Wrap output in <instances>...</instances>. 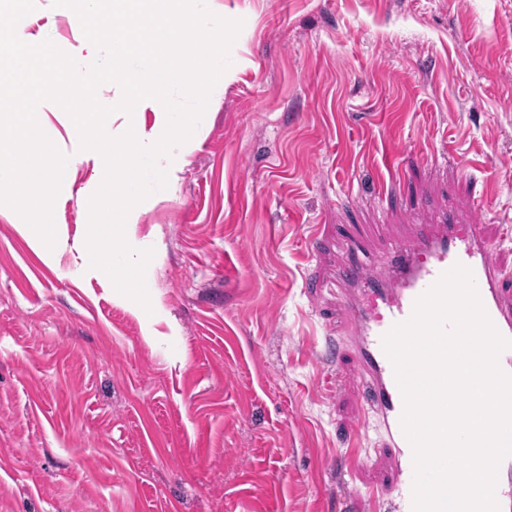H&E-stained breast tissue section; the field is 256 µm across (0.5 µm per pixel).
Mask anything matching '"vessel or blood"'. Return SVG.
Wrapping results in <instances>:
<instances>
[{
  "label": "vessel or blood",
  "instance_id": "vessel-or-blood-1",
  "mask_svg": "<svg viewBox=\"0 0 512 512\" xmlns=\"http://www.w3.org/2000/svg\"><path fill=\"white\" fill-rule=\"evenodd\" d=\"M343 248L354 256L336 271L353 329L356 364L350 382L367 392L366 404L377 415L383 436L382 452L395 469L389 484L369 487L365 495L372 512H413V448L401 426L404 399L383 339L411 317L417 300L454 266L471 270L488 318L507 339H512V293L502 286L506 273L484 225L454 224L444 213L435 223L421 225L415 240L388 243L377 255L350 241ZM496 499L500 512H512V456L500 464Z\"/></svg>",
  "mask_w": 512,
  "mask_h": 512
}]
</instances>
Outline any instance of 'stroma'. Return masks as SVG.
Wrapping results in <instances>:
<instances>
[{
	"label": "stroma",
	"instance_id": "obj_1",
	"mask_svg": "<svg viewBox=\"0 0 512 512\" xmlns=\"http://www.w3.org/2000/svg\"><path fill=\"white\" fill-rule=\"evenodd\" d=\"M209 9L242 27L178 193L129 240L149 307L72 265L90 168L54 202L55 261L0 205V512H370L393 471L347 381L337 242L512 225V0Z\"/></svg>",
	"mask_w": 512,
	"mask_h": 512
}]
</instances>
